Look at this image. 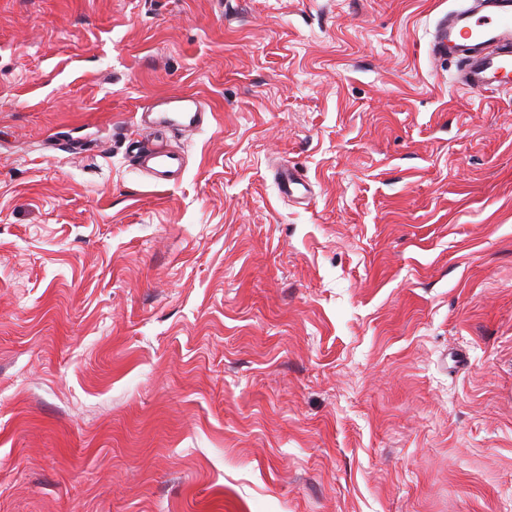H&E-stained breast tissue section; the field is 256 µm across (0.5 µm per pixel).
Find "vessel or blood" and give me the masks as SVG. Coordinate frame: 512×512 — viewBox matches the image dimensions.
I'll return each instance as SVG.
<instances>
[{
	"instance_id": "vessel-or-blood-1",
	"label": "vessel or blood",
	"mask_w": 512,
	"mask_h": 512,
	"mask_svg": "<svg viewBox=\"0 0 512 512\" xmlns=\"http://www.w3.org/2000/svg\"><path fill=\"white\" fill-rule=\"evenodd\" d=\"M484 10L449 12L439 23L431 44L434 57L454 53L469 91L512 90V0H483ZM156 123L180 131L195 130L204 109L196 95L153 101L143 110ZM142 166L159 182L177 179L183 171L180 154L163 147L145 149Z\"/></svg>"
}]
</instances>
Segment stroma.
<instances>
[{
    "instance_id": "stroma-1",
    "label": "stroma",
    "mask_w": 512,
    "mask_h": 512,
    "mask_svg": "<svg viewBox=\"0 0 512 512\" xmlns=\"http://www.w3.org/2000/svg\"><path fill=\"white\" fill-rule=\"evenodd\" d=\"M454 6L0 0V512H512V93ZM476 1L487 11L449 12L437 27L431 54L445 58L454 53L470 92H511L512 1ZM169 113L179 115V120L172 119ZM156 114L154 123L161 127H171L179 131L195 130L203 123L204 109L201 101L194 94H186L176 98H164L153 101L141 113L143 117ZM141 165L158 182L176 180L183 171L180 154L163 147L153 146L142 152ZM279 190L283 195L293 197L295 195H304L308 192L305 182L300 176L289 168H285L279 175Z\"/></svg>"
}]
</instances>
